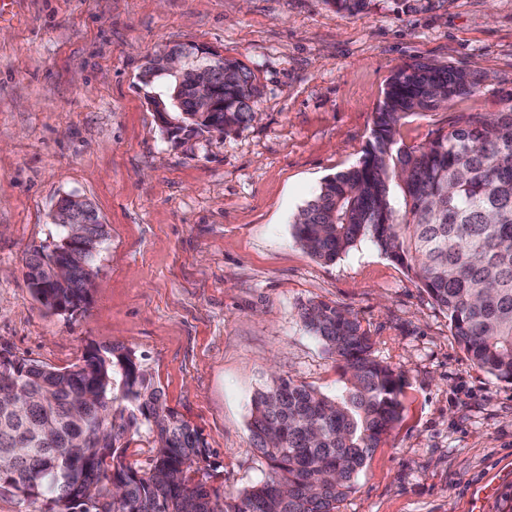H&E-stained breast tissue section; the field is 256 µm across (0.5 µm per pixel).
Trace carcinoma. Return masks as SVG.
<instances>
[{
  "instance_id": "carcinoma-1",
  "label": "carcinoma",
  "mask_w": 512,
  "mask_h": 512,
  "mask_svg": "<svg viewBox=\"0 0 512 512\" xmlns=\"http://www.w3.org/2000/svg\"><path fill=\"white\" fill-rule=\"evenodd\" d=\"M166 47L145 67L163 68ZM162 102L199 134L229 133L255 119V77L234 58L214 65L224 111H196L190 79L165 75ZM464 69L415 63L396 72L374 116L360 162L324 180L302 208L293 237L311 256L334 262L367 237L405 268L448 316L471 362L512 384V105L470 113L408 145L402 128L422 112H446L478 90ZM76 239L56 225L51 244L26 262L33 297L72 315L89 301L86 282L98 254L81 245L105 238L85 224ZM83 254L67 276L64 255ZM301 320L342 364L334 396L291 378H271L252 400L250 440L270 464L264 482L224 496L210 484L208 443L164 398L124 347L93 348L59 370L34 360L0 361V391L18 410L0 407V492L23 504L48 500L55 512H336L367 458L400 418L402 378L372 356L373 340L357 316L312 300ZM143 431L154 449L148 467L125 461V438Z\"/></svg>"
}]
</instances>
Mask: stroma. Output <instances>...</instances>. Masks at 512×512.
<instances>
[{
	"label": "stroma",
	"instance_id": "stroma-1",
	"mask_svg": "<svg viewBox=\"0 0 512 512\" xmlns=\"http://www.w3.org/2000/svg\"><path fill=\"white\" fill-rule=\"evenodd\" d=\"M0 26V354L65 369L123 345L202 432L214 488L270 468L252 447L271 375L332 396L335 359L300 320L354 312L403 379L402 414L336 512H512V385L474 366L406 270L361 239L332 263L292 238L323 180L358 164L390 78L425 62L480 77L453 113L512 103V0H18ZM241 61L252 124L212 149L167 138L140 81L164 46ZM89 201L107 235L86 312L46 310L25 260L57 202Z\"/></svg>",
	"mask_w": 512,
	"mask_h": 512
}]
</instances>
